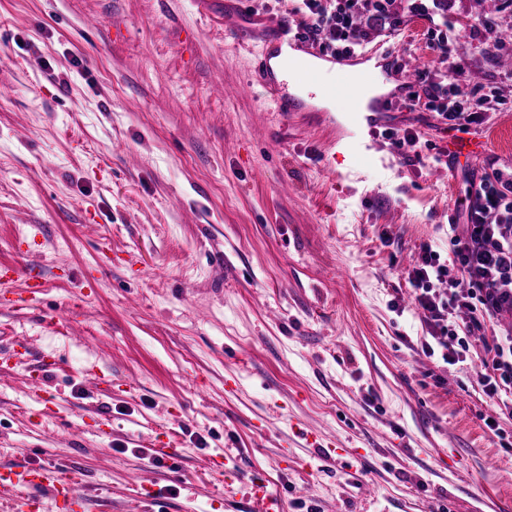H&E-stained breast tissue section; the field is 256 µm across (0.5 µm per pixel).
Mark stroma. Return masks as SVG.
Instances as JSON below:
<instances>
[{
	"label": "stroma",
	"instance_id": "1",
	"mask_svg": "<svg viewBox=\"0 0 512 512\" xmlns=\"http://www.w3.org/2000/svg\"><path fill=\"white\" fill-rule=\"evenodd\" d=\"M222 2L216 26L193 0H0V263L46 284L0 300V466L79 472L82 512H255V481L285 512H512V415L476 383L493 331L447 364L409 284L469 187L448 129L393 74L383 111L342 90L283 116L255 35L297 0ZM447 5L468 73L507 78L467 29L491 0ZM430 26L390 44L434 66ZM473 134L475 173L512 170V110ZM403 132L402 136H400V132ZM385 136L392 138V137H399L400 143L402 146L409 148V152H412L413 155H406V159L410 163L414 162H420L421 154L418 151V148L421 147V138L418 135L417 132H414L413 130H398L394 128H389L385 131Z\"/></svg>",
	"mask_w": 512,
	"mask_h": 512
}]
</instances>
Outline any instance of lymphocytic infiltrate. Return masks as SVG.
<instances>
[{"mask_svg": "<svg viewBox=\"0 0 512 512\" xmlns=\"http://www.w3.org/2000/svg\"><path fill=\"white\" fill-rule=\"evenodd\" d=\"M416 9L412 0L403 7L398 0H302L301 27L305 41L340 59L371 44L358 25L360 15L396 18ZM459 35L444 21L429 28L436 63L417 72L406 106H424L449 128L466 133L512 106V83L467 84L465 64L454 50ZM462 217L451 227L450 257L422 245L409 275L415 301L424 320L438 329L436 341L450 365L466 359L468 333L512 313V172L495 168L471 182ZM477 383L491 399L512 394V332L496 334L480 360Z\"/></svg>", "mask_w": 512, "mask_h": 512, "instance_id": "lymphocytic-infiltrate-1", "label": "lymphocytic infiltrate"}]
</instances>
